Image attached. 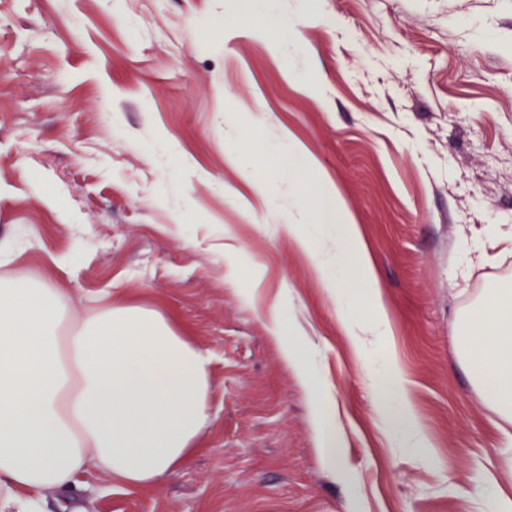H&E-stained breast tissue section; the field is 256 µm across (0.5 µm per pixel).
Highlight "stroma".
Returning <instances> with one entry per match:
<instances>
[{
	"label": "stroma",
	"mask_w": 512,
	"mask_h": 512,
	"mask_svg": "<svg viewBox=\"0 0 512 512\" xmlns=\"http://www.w3.org/2000/svg\"><path fill=\"white\" fill-rule=\"evenodd\" d=\"M225 2L0 0V279L158 311L208 351L214 390L200 450L160 485L91 472L43 512H484L491 478L512 498V441L455 340L512 284V244L462 282L454 252L512 225V0H240L239 25ZM270 11L306 20L270 46L251 28ZM292 139L372 248L392 333L358 353L281 230L306 190L280 166ZM274 312L314 343L350 479L320 461ZM389 360L422 447H394L376 412Z\"/></svg>",
	"instance_id": "obj_1"
}]
</instances>
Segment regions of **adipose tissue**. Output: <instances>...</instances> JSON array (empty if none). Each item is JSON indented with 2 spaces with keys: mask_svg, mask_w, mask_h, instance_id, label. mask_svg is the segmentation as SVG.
I'll list each match as a JSON object with an SVG mask.
<instances>
[{
  "mask_svg": "<svg viewBox=\"0 0 512 512\" xmlns=\"http://www.w3.org/2000/svg\"><path fill=\"white\" fill-rule=\"evenodd\" d=\"M314 216L328 247L317 248L285 220L289 240L318 281L335 293L346 336L390 335L371 250L330 181H320ZM367 290L375 315L353 309ZM287 336L284 355L320 405L318 453L330 475L344 476L330 390L308 354L307 339L271 318ZM457 349L497 415L512 424V289H489L457 328ZM206 350L156 310L111 304L74 316L57 288L33 278L0 281V512H38L41 497L97 471L119 488H152L199 448L212 389ZM400 448L421 444L403 387L389 380L377 402Z\"/></svg>",
  "mask_w": 512,
  "mask_h": 512,
  "instance_id": "adipose-tissue-1",
  "label": "adipose tissue"
}]
</instances>
